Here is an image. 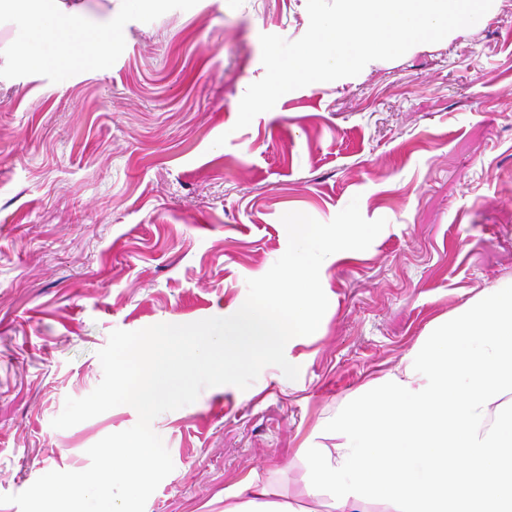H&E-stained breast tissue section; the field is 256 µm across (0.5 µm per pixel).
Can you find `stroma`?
<instances>
[{
	"label": "stroma",
	"instance_id": "stroma-1",
	"mask_svg": "<svg viewBox=\"0 0 512 512\" xmlns=\"http://www.w3.org/2000/svg\"><path fill=\"white\" fill-rule=\"evenodd\" d=\"M307 0H114L116 48L60 72L0 55V494L138 420L128 405L53 428L101 382L113 330L227 317L285 253L284 213L386 219L320 276L329 306L289 379L203 389L152 422L174 464L145 512H224L246 479L300 512L297 450L431 326L512 282V0L354 77L290 91L235 129L259 37ZM223 146H216L220 135Z\"/></svg>",
	"mask_w": 512,
	"mask_h": 512
}]
</instances>
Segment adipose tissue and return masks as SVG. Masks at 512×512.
Here are the masks:
<instances>
[{"instance_id": "obj_1", "label": "adipose tissue", "mask_w": 512, "mask_h": 512, "mask_svg": "<svg viewBox=\"0 0 512 512\" xmlns=\"http://www.w3.org/2000/svg\"><path fill=\"white\" fill-rule=\"evenodd\" d=\"M110 38L109 32L92 26L75 0H39L27 39L9 44L8 49L33 66L64 71L77 61L89 60Z\"/></svg>"}]
</instances>
